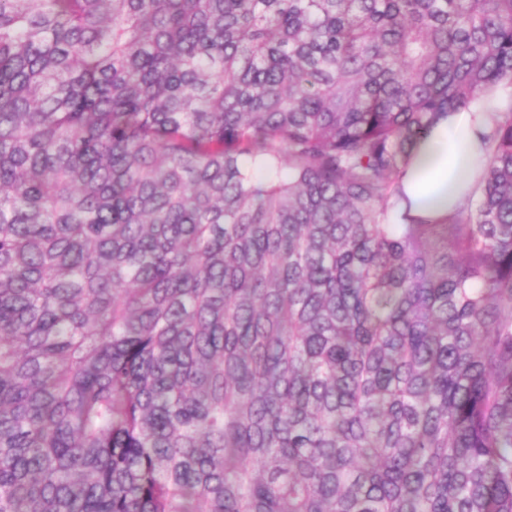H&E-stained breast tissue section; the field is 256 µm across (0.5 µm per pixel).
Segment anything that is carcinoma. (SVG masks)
Instances as JSON below:
<instances>
[{"mask_svg":"<svg viewBox=\"0 0 512 512\" xmlns=\"http://www.w3.org/2000/svg\"><path fill=\"white\" fill-rule=\"evenodd\" d=\"M512 0H0V512H512ZM505 99L500 91L487 93L468 109L445 117L414 143L401 179L411 216L434 221L463 202L486 159L479 137L485 127L483 117L501 111Z\"/></svg>","mask_w":512,"mask_h":512,"instance_id":"carcinoma-1","label":"carcinoma"}]
</instances>
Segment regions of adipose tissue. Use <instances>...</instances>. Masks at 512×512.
<instances>
[{
  "label": "adipose tissue",
  "instance_id": "1",
  "mask_svg": "<svg viewBox=\"0 0 512 512\" xmlns=\"http://www.w3.org/2000/svg\"><path fill=\"white\" fill-rule=\"evenodd\" d=\"M505 105L501 92L485 94L468 109L445 117L414 143L401 179L411 216L434 221L463 202L486 159L479 137L484 115Z\"/></svg>",
  "mask_w": 512,
  "mask_h": 512
}]
</instances>
